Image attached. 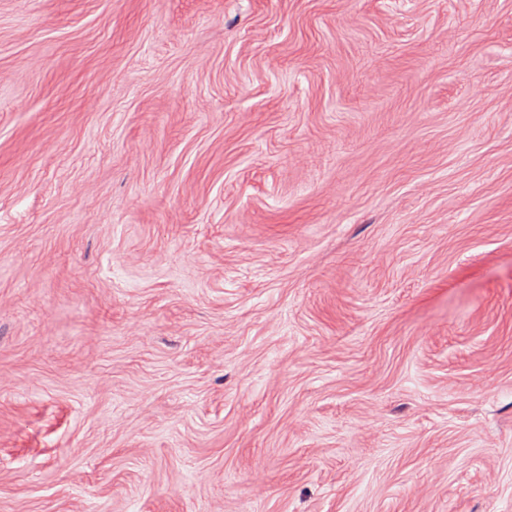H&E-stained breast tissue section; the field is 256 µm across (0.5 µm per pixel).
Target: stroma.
<instances>
[{
    "label": "stroma",
    "mask_w": 512,
    "mask_h": 512,
    "mask_svg": "<svg viewBox=\"0 0 512 512\" xmlns=\"http://www.w3.org/2000/svg\"><path fill=\"white\" fill-rule=\"evenodd\" d=\"M0 512H512V0H0Z\"/></svg>",
    "instance_id": "stroma-1"
}]
</instances>
